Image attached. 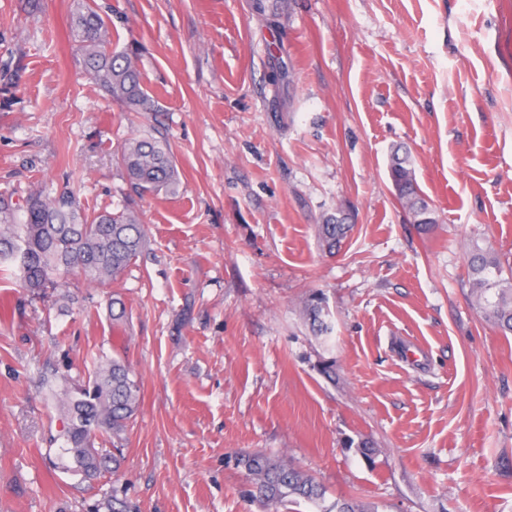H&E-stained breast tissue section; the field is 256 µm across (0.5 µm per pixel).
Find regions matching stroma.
<instances>
[{"instance_id":"1","label":"stroma","mask_w":512,"mask_h":512,"mask_svg":"<svg viewBox=\"0 0 512 512\" xmlns=\"http://www.w3.org/2000/svg\"><path fill=\"white\" fill-rule=\"evenodd\" d=\"M96 2L154 111L86 75L79 0H0V191L119 209L118 150L150 132L181 185L134 203L147 246L113 289L0 277V512H269L235 464L255 452L330 502L512 512V335L466 266L477 248L512 264V0ZM400 144L425 231L389 177ZM339 208L354 228L331 254L316 226ZM315 292L327 337L303 316ZM101 354L141 404L103 445L120 470L86 480L42 379L82 383Z\"/></svg>"}]
</instances>
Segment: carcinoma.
<instances>
[{
  "instance_id": "cac0c4a2",
  "label": "carcinoma",
  "mask_w": 512,
  "mask_h": 512,
  "mask_svg": "<svg viewBox=\"0 0 512 512\" xmlns=\"http://www.w3.org/2000/svg\"><path fill=\"white\" fill-rule=\"evenodd\" d=\"M72 36L85 70L112 99L129 112L151 110L152 99L139 70L127 53L112 48L108 24L95 0L81 4ZM119 161L138 198L174 194L180 186L176 161L164 139L149 134L134 138L121 147ZM389 176L414 223L422 227L435 223L408 158L399 155L397 148L391 152ZM351 230L349 217L340 210L324 216L317 225L320 242L329 252L338 249ZM145 245L144 225L131 205L117 213L88 214L72 191L54 197L31 196L23 204L0 194V266H15L21 287L34 295L59 287L61 278L110 285ZM468 277L485 316L512 333V269H505L492 253L478 250L468 260ZM305 311L315 335L331 333L321 296H312ZM46 385L63 412L61 436L67 445L65 452L72 458V465L65 469L89 479L107 471L118 472L121 457L95 448V443L120 436L138 411L141 386L125 359L96 357L88 380L72 391H57L50 381ZM241 465L251 477L243 494L274 508L303 501L319 512H378L375 505L349 499L324 505V487L284 460L258 454Z\"/></svg>"
}]
</instances>
